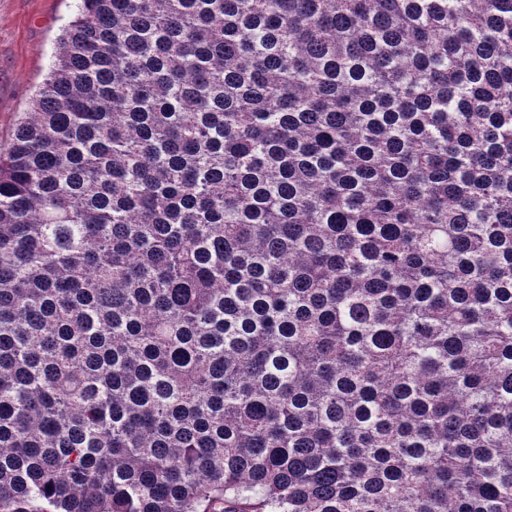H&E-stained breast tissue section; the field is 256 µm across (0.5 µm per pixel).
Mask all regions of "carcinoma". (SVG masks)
Segmentation results:
<instances>
[{
  "mask_svg": "<svg viewBox=\"0 0 512 512\" xmlns=\"http://www.w3.org/2000/svg\"><path fill=\"white\" fill-rule=\"evenodd\" d=\"M0 512H512V0H79L0 151Z\"/></svg>",
  "mask_w": 512,
  "mask_h": 512,
  "instance_id": "cac0c4a2",
  "label": "carcinoma"
}]
</instances>
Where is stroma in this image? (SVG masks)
<instances>
[{"label": "stroma", "instance_id": "1", "mask_svg": "<svg viewBox=\"0 0 512 512\" xmlns=\"http://www.w3.org/2000/svg\"><path fill=\"white\" fill-rule=\"evenodd\" d=\"M77 0H0V148L42 86Z\"/></svg>", "mask_w": 512, "mask_h": 512}]
</instances>
